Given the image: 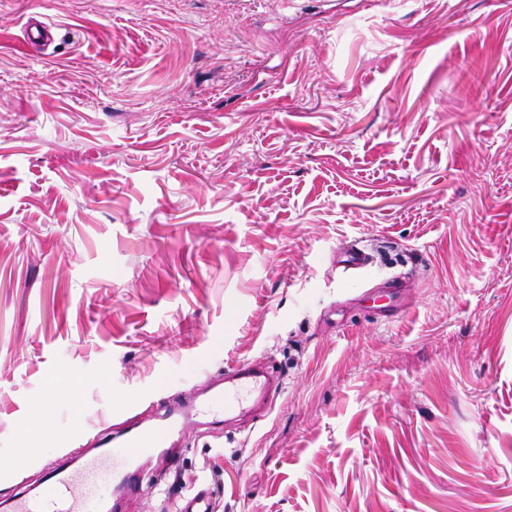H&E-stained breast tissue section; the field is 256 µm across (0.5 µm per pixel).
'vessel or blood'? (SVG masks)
Masks as SVG:
<instances>
[{
	"label": "vessel or blood",
	"instance_id": "vessel-or-blood-1",
	"mask_svg": "<svg viewBox=\"0 0 512 512\" xmlns=\"http://www.w3.org/2000/svg\"><path fill=\"white\" fill-rule=\"evenodd\" d=\"M367 257L353 242L336 249V265L352 274L365 267ZM256 397L273 404L272 390L264 372L253 363L224 367L223 382H207L203 395L191 394L157 413L152 422L129 424L115 448L94 456L71 458L66 468L48 472L37 492L7 499L6 512H119L122 499L138 488V474L152 458L176 454L175 437L189 434L200 415L221 409L228 414H245L247 400ZM112 480V499L99 496L104 478ZM179 512H213V492L198 486L181 500Z\"/></svg>",
	"mask_w": 512,
	"mask_h": 512
}]
</instances>
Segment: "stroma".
<instances>
[{
  "instance_id": "stroma-1",
  "label": "stroma",
  "mask_w": 512,
  "mask_h": 512,
  "mask_svg": "<svg viewBox=\"0 0 512 512\" xmlns=\"http://www.w3.org/2000/svg\"><path fill=\"white\" fill-rule=\"evenodd\" d=\"M251 361L127 512H512V0H0V501ZM367 257L357 242H348L336 248V266L351 275L366 266ZM180 512H214L213 492L205 485H200L181 500Z\"/></svg>"
}]
</instances>
